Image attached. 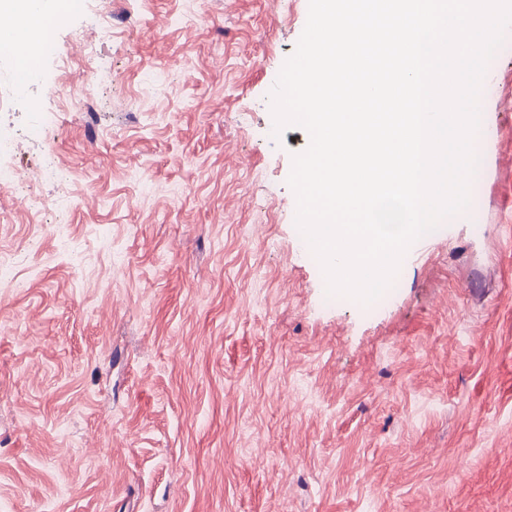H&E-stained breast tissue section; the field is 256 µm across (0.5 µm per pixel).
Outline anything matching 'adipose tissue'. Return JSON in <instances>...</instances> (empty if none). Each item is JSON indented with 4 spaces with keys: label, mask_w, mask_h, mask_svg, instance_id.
Listing matches in <instances>:
<instances>
[{
    "label": "adipose tissue",
    "mask_w": 512,
    "mask_h": 512,
    "mask_svg": "<svg viewBox=\"0 0 512 512\" xmlns=\"http://www.w3.org/2000/svg\"><path fill=\"white\" fill-rule=\"evenodd\" d=\"M73 8V0H0V13L16 20L10 29H0V45H9L19 76L35 75L33 62L48 46L47 24Z\"/></svg>",
    "instance_id": "1"
}]
</instances>
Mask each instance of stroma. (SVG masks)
Masks as SVG:
<instances>
[{
    "label": "stroma",
    "instance_id": "1",
    "mask_svg": "<svg viewBox=\"0 0 512 512\" xmlns=\"http://www.w3.org/2000/svg\"><path fill=\"white\" fill-rule=\"evenodd\" d=\"M308 0H88L0 56V512H512V44L469 221L328 297L270 92ZM69 191L64 210L32 208Z\"/></svg>",
    "mask_w": 512,
    "mask_h": 512
}]
</instances>
